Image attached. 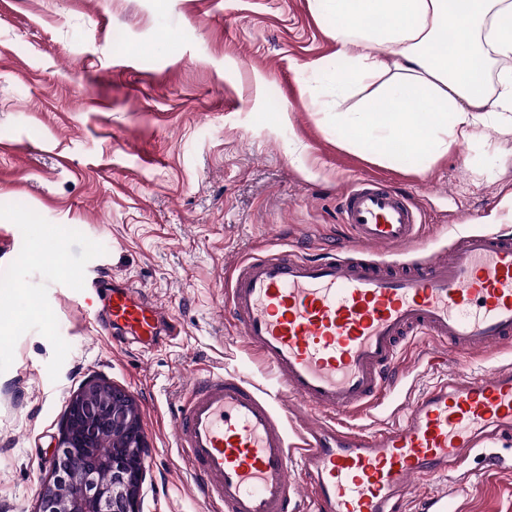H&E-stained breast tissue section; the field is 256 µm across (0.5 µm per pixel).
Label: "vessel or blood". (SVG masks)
Instances as JSON below:
<instances>
[{
    "label": "vessel or blood",
    "instance_id": "b4317fda",
    "mask_svg": "<svg viewBox=\"0 0 512 512\" xmlns=\"http://www.w3.org/2000/svg\"><path fill=\"white\" fill-rule=\"evenodd\" d=\"M349 240L324 258L292 252L232 265L225 299L233 327L273 378L313 417L288 441L277 395L234 373L189 384L173 440L219 512H288L312 497L321 512H396L409 487L453 469L512 435V366L467 370L474 357L512 346V235L470 232L427 258L407 252L425 226L410 197L364 179L344 189ZM113 330L154 343L164 313L140 289L95 287ZM434 337L462 363L391 422L366 430L369 411L396 381L405 344ZM299 465L304 481L291 474ZM465 486L426 498L448 512Z\"/></svg>",
    "mask_w": 512,
    "mask_h": 512
}]
</instances>
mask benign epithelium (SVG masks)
Returning a JSON list of instances; mask_svg holds the SVG:
<instances>
[{
  "label": "benign epithelium",
  "mask_w": 512,
  "mask_h": 512,
  "mask_svg": "<svg viewBox=\"0 0 512 512\" xmlns=\"http://www.w3.org/2000/svg\"><path fill=\"white\" fill-rule=\"evenodd\" d=\"M147 444L134 398L99 378L71 398L36 512H139Z\"/></svg>",
  "instance_id": "7a95c632"
}]
</instances>
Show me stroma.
Listing matches in <instances>:
<instances>
[{"label":"stroma","mask_w":512,"mask_h":512,"mask_svg":"<svg viewBox=\"0 0 512 512\" xmlns=\"http://www.w3.org/2000/svg\"><path fill=\"white\" fill-rule=\"evenodd\" d=\"M309 0H9L0 7V512H35L59 425L90 376L131 393L149 444L140 512H211L173 446L180 393L211 372L263 388L231 327L224 262L335 252L339 192L382 178L429 226L512 233V138L487 129L427 169L342 145L318 62L336 46ZM143 290L176 338L119 340L81 311L93 278ZM439 342L403 350L400 381L361 427L390 421L456 369ZM412 489L409 506L467 482V512H512V442Z\"/></svg>","instance_id":"obj_1"}]
</instances>
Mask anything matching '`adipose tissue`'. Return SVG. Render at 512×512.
Here are the masks:
<instances>
[{"mask_svg":"<svg viewBox=\"0 0 512 512\" xmlns=\"http://www.w3.org/2000/svg\"><path fill=\"white\" fill-rule=\"evenodd\" d=\"M347 148L390 166L433 163L484 129L512 138V0H319ZM501 63L496 87L491 64Z\"/></svg>","mask_w":512,"mask_h":512,"instance_id":"adipose-tissue-1","label":"adipose tissue"}]
</instances>
